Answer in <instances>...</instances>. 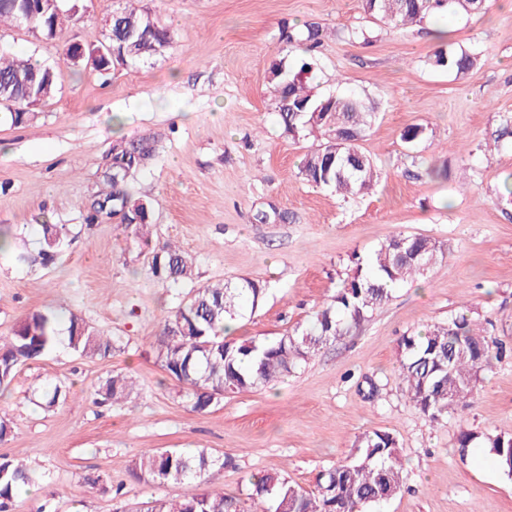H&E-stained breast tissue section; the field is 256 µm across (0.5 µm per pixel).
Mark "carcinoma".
<instances>
[{"mask_svg":"<svg viewBox=\"0 0 512 512\" xmlns=\"http://www.w3.org/2000/svg\"><path fill=\"white\" fill-rule=\"evenodd\" d=\"M363 9L375 23L393 27L415 25L433 13L447 12L473 16L486 10L473 0H363ZM71 16L55 23L51 15L38 18L42 34L55 38ZM112 50L110 65L127 61H147L172 43L169 29L159 25L146 32V13L126 6L112 11ZM294 48L311 53L325 40L323 27L310 24L287 36ZM478 54L461 51L439 52L434 63L458 74L472 70ZM303 66L295 73L283 63L271 68V84L276 108L289 134L304 129L315 131L322 143L309 150L299 163V174L316 188H333L343 197L364 194L376 182L373 159L360 146L369 131L374 112L370 104L355 95H329L313 98L304 83ZM37 76L40 88L25 92L23 80ZM57 78L52 68L30 59H20L11 49L0 50V97L19 100L20 111L10 113L11 124L31 122L34 109L56 93ZM426 128L406 127L402 142L415 147L425 138ZM156 140L151 135L113 142L110 163L103 181L109 191L98 205L112 204L126 211L121 224L132 243L147 250L150 271L162 281L194 278L192 258L170 242L154 243L149 237V206L125 188L127 179L155 156ZM65 242L63 228L42 225L39 256L48 260ZM445 260L443 244L421 235H391L369 261L368 269L356 267L354 274L336 286L331 302L318 309L309 323L298 326L274 342H228L224 321L236 320L245 302L256 307L263 288L249 279L206 285L191 291L186 303L164 322L158 340V355L165 373L187 390L193 408L208 409L218 397L251 391L278 377L287 376L307 363L323 347L350 335L374 309L389 299L393 288L422 277L429 268ZM65 341L86 357L108 354L111 339L76 315L70 316L66 332L56 318L33 313L21 321L13 334L0 339V388H6L19 367L40 357ZM400 378L404 391L420 414L434 422L471 405L480 371L489 363L486 336L465 313L456 314L445 325H435L403 337L400 344ZM99 392L107 400L119 402L133 392L132 380L125 374L106 378ZM493 452L505 473L512 472V437L493 433L460 434L458 442L468 447L475 439ZM361 454L355 461L343 462L323 474L316 489L309 492L276 474H264L253 483L250 512H363V509L397 494L406 477L397 442L391 434L372 431L359 440ZM224 470V460L205 450H148L133 463L135 478L159 483L197 480L211 484ZM29 470L10 460L0 461V512H10L13 494L21 485H30ZM154 512H236L235 500L221 488H210L192 497L155 501Z\"/></svg>","mask_w":512,"mask_h":512,"instance_id":"carcinoma-1","label":"carcinoma"}]
</instances>
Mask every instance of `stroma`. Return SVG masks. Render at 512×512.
I'll return each instance as SVG.
<instances>
[{"mask_svg":"<svg viewBox=\"0 0 512 512\" xmlns=\"http://www.w3.org/2000/svg\"><path fill=\"white\" fill-rule=\"evenodd\" d=\"M123 5L77 0L79 21L57 38L0 28V42L58 75L31 124L0 117V230L12 244L0 252V336L41 311L63 328L78 314L115 340L93 358L58 344L0 390V416L13 423L0 458L25 463L37 488L15 494L12 512H127L203 493L196 482L136 480L134 460L156 448L223 458L218 485L248 512L255 478L275 472L314 490L336 463L358 458L359 438L374 430L395 437L410 477L369 512H512V477L488 449L457 444L466 430L512 435V204L497 199L512 173V139L498 137L512 116V0L404 29L369 22L362 0H140L172 31L171 47L107 72L73 66L67 43L98 44L103 19ZM313 23L327 32L320 51L292 49L287 33ZM354 28L369 42L349 39ZM441 48L478 52L479 62L456 74L434 65ZM282 59L309 65L315 95L352 93L373 106L362 147L380 177L369 193L345 199L300 177L318 140L284 130L270 94ZM414 124L427 136L410 150L401 134ZM142 135L156 136L158 150L127 190L150 202L155 241L193 257V282L154 278L117 219L91 208L113 141ZM431 167L447 178L429 176ZM45 223L64 226V247L47 262L17 263L15 252H39ZM396 232L443 242L446 263L394 288L294 374L200 412L163 372L157 336L192 286L258 283L264 295L231 338L272 341L306 324L357 259ZM464 308L502 357L481 372L468 409L430 422L404 391L399 345ZM116 373L136 380L118 404L97 393ZM54 389L58 403L42 408ZM97 473L105 483L90 488Z\"/></svg>","mask_w":512,"mask_h":512,"instance_id":"obj_1","label":"stroma"}]
</instances>
